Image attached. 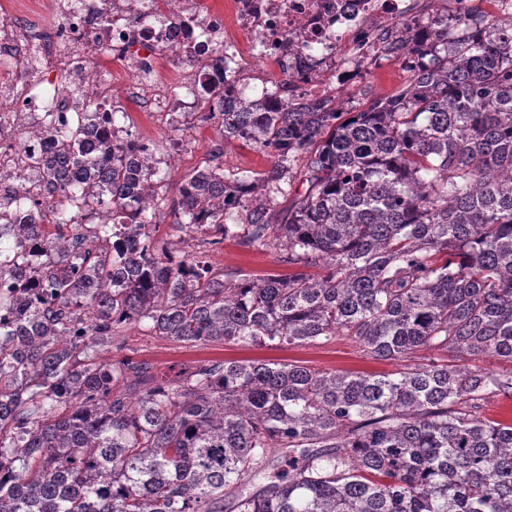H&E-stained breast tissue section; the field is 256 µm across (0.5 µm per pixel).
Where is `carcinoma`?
<instances>
[{
	"instance_id": "carcinoma-1",
	"label": "carcinoma",
	"mask_w": 512,
	"mask_h": 512,
	"mask_svg": "<svg viewBox=\"0 0 512 512\" xmlns=\"http://www.w3.org/2000/svg\"><path fill=\"white\" fill-rule=\"evenodd\" d=\"M383 55L410 78L359 112L276 91L222 112L270 165L181 180L175 223L201 255L150 231L148 144L86 154L89 112L54 128L49 218L0 223V512H512V422L481 417L512 368L471 364H512V16L401 21ZM229 239L291 272L214 268ZM132 324L188 347L345 336L375 360L441 357L165 379L125 353Z\"/></svg>"
}]
</instances>
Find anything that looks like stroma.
Listing matches in <instances>:
<instances>
[{"label":"stroma","instance_id":"stroma-1","mask_svg":"<svg viewBox=\"0 0 512 512\" xmlns=\"http://www.w3.org/2000/svg\"><path fill=\"white\" fill-rule=\"evenodd\" d=\"M409 78V72L398 61L379 59L369 65L345 91L356 109H366L373 100L387 98L398 92ZM124 113L119 126L149 144L156 153L168 151L174 142L182 148L175 164L161 167L158 185L160 198L168 202L175 198L177 186L185 175L207 167L215 146H223L222 165L227 177H239L263 171L268 159L242 142H225L215 121L194 115L189 126L179 129L163 123L156 116L144 112L136 103L122 102ZM214 267L238 271L253 278L269 274H285L289 268L274 250L250 251L233 242H225L211 256ZM123 336L136 360L151 365L155 374L174 376L185 365L202 359H265L272 362H297L321 370L394 373L399 363L376 361L364 354L349 339L338 337L323 344L292 348H241L234 345L187 348L180 343L146 335L141 327L127 328Z\"/></svg>","mask_w":512,"mask_h":512}]
</instances>
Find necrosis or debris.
<instances>
[{
  "mask_svg": "<svg viewBox=\"0 0 512 512\" xmlns=\"http://www.w3.org/2000/svg\"><path fill=\"white\" fill-rule=\"evenodd\" d=\"M231 16L200 11L199 0H48L45 24L17 15L0 21V61L17 74L0 79V196L18 201L12 224H40L43 207L30 199L43 193L38 179L46 128L75 112L102 118L85 139L87 152L101 140L126 139L107 114L117 103L98 77L101 61H122L133 78L129 95L144 111L172 126L197 112L201 87H211L209 109L258 99L264 73L279 75L282 95L322 98L350 83L381 49L378 33L418 15L407 0H229ZM177 74L176 84L157 78L159 67ZM48 71L53 94L37 103L19 87L22 76ZM27 112L25 128L14 113Z\"/></svg>",
  "mask_w": 512,
  "mask_h": 512,
  "instance_id": "obj_1",
  "label": "necrosis or debris"
}]
</instances>
